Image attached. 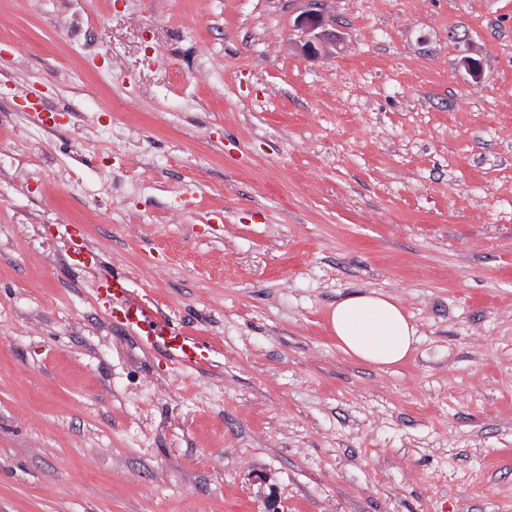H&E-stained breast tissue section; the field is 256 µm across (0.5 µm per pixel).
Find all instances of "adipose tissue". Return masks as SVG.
<instances>
[{
    "instance_id": "1",
    "label": "adipose tissue",
    "mask_w": 512,
    "mask_h": 512,
    "mask_svg": "<svg viewBox=\"0 0 512 512\" xmlns=\"http://www.w3.org/2000/svg\"><path fill=\"white\" fill-rule=\"evenodd\" d=\"M336 346L353 360L376 367L396 365L410 356L417 329L391 295L359 291L337 302L329 318Z\"/></svg>"
}]
</instances>
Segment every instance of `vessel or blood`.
Listing matches in <instances>:
<instances>
[{
  "label": "vessel or blood",
  "mask_w": 512,
  "mask_h": 512,
  "mask_svg": "<svg viewBox=\"0 0 512 512\" xmlns=\"http://www.w3.org/2000/svg\"><path fill=\"white\" fill-rule=\"evenodd\" d=\"M96 294L109 300L107 316L113 325L133 334L144 349L159 353L188 371L212 365L215 346L188 335L173 321L156 318L133 299L127 276L115 274L99 281Z\"/></svg>",
  "instance_id": "b4317fda"
}]
</instances>
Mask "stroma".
<instances>
[{
    "label": "stroma",
    "mask_w": 512,
    "mask_h": 512,
    "mask_svg": "<svg viewBox=\"0 0 512 512\" xmlns=\"http://www.w3.org/2000/svg\"><path fill=\"white\" fill-rule=\"evenodd\" d=\"M0 512H512V0H0ZM298 25L305 32L309 34L313 33V40H315L318 45L323 43L336 44V32L325 29L327 21L321 13L309 12L301 16ZM319 29H321V31L316 32ZM313 40H307L301 46L304 55L311 56L312 54H317L318 49ZM96 294L110 301L108 318L112 325L133 334L144 349L159 353L187 371L208 368L216 347L208 341L188 335L182 326L168 319H158L132 298L130 280L112 274L98 282ZM336 346L353 360L376 367L396 365L410 356L417 329L391 295L359 291L336 303L329 318Z\"/></svg>",
    "instance_id": "35a3bbf8"
}]
</instances>
